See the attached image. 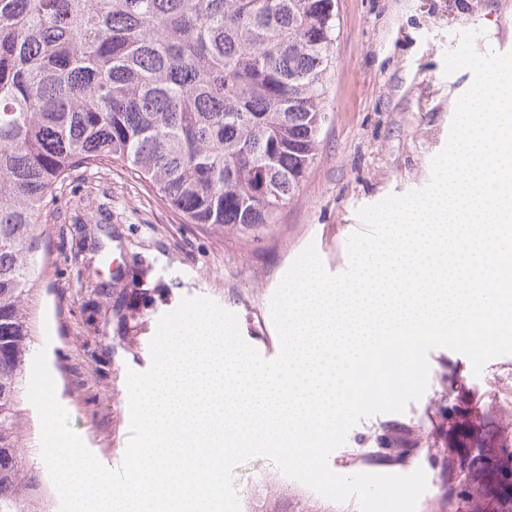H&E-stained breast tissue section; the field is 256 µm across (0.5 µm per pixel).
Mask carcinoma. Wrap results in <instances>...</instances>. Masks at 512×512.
Returning a JSON list of instances; mask_svg holds the SVG:
<instances>
[{"mask_svg": "<svg viewBox=\"0 0 512 512\" xmlns=\"http://www.w3.org/2000/svg\"><path fill=\"white\" fill-rule=\"evenodd\" d=\"M335 33L336 0H0V512L48 501L17 422L48 203L120 162L183 223L258 236L317 158ZM150 271L112 273L117 329L153 301ZM482 423L484 447L512 444Z\"/></svg>", "mask_w": 512, "mask_h": 512, "instance_id": "cac0c4a2", "label": "carcinoma"}]
</instances>
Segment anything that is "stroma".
Wrapping results in <instances>:
<instances>
[{
    "label": "stroma",
    "mask_w": 512,
    "mask_h": 512,
    "mask_svg": "<svg viewBox=\"0 0 512 512\" xmlns=\"http://www.w3.org/2000/svg\"><path fill=\"white\" fill-rule=\"evenodd\" d=\"M335 63L327 74L328 119L319 154L276 223L259 237L185 224L119 163L74 173L43 226L42 293L34 308L32 352H45L58 401L100 463L119 468L127 448L128 370L146 371L159 317L185 297H208L237 314L243 338L274 358L277 334L270 299L294 259L315 245L332 274L348 267L347 240L362 229L358 210L426 187L431 161L446 145L457 99L471 86L467 69L444 72V56L461 33L479 53L512 52V0H336ZM153 267L165 301L148 306L124 335L102 310L96 285L135 260ZM428 388L405 412L376 414L352 428L328 459L339 474H408L423 469L427 490L417 512H450L463 457L474 448H381L385 424L416 425L440 403L445 378L457 380L458 404L474 403L512 423V354L473 374L463 354L428 355ZM241 512H359L285 476L268 458L238 466Z\"/></svg>",
    "instance_id": "obj_1"
}]
</instances>
